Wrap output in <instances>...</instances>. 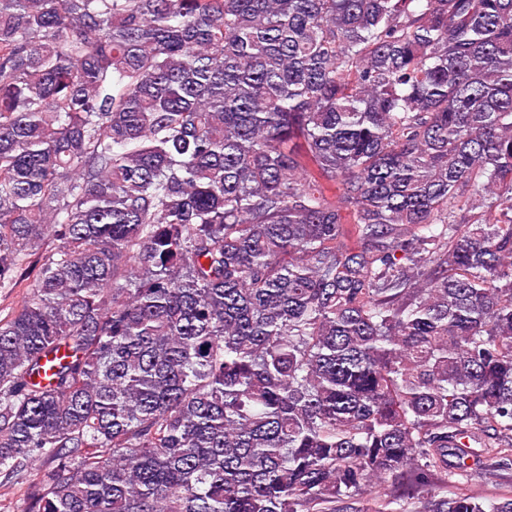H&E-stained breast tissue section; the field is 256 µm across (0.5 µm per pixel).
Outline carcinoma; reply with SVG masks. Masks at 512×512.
<instances>
[{"label":"carcinoma","mask_w":512,"mask_h":512,"mask_svg":"<svg viewBox=\"0 0 512 512\" xmlns=\"http://www.w3.org/2000/svg\"><path fill=\"white\" fill-rule=\"evenodd\" d=\"M19 512H512V0H0ZM473 477L476 480V491L491 497L512 485V468L509 466L491 472L477 471Z\"/></svg>","instance_id":"1"}]
</instances>
